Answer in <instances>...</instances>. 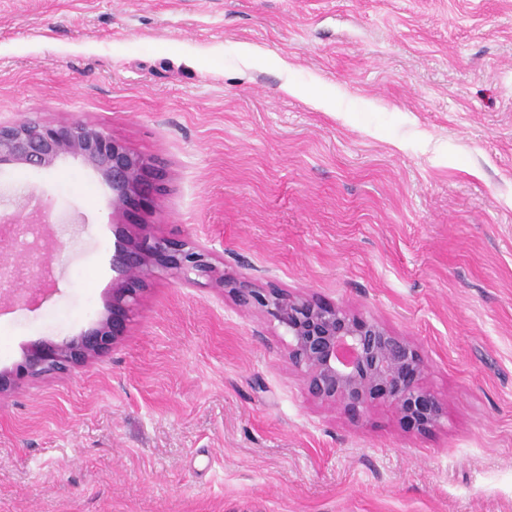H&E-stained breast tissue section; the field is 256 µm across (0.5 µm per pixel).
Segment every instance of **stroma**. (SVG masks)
I'll return each instance as SVG.
<instances>
[{"label": "stroma", "mask_w": 512, "mask_h": 512, "mask_svg": "<svg viewBox=\"0 0 512 512\" xmlns=\"http://www.w3.org/2000/svg\"><path fill=\"white\" fill-rule=\"evenodd\" d=\"M85 121L164 173L0 167L53 291L0 370L91 328L117 223L410 337L426 433L313 398L227 290L150 279L112 348L0 394V512H512V0H0V122Z\"/></svg>", "instance_id": "obj_1"}]
</instances>
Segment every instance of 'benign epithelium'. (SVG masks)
<instances>
[{
  "label": "benign epithelium",
  "mask_w": 512,
  "mask_h": 512,
  "mask_svg": "<svg viewBox=\"0 0 512 512\" xmlns=\"http://www.w3.org/2000/svg\"><path fill=\"white\" fill-rule=\"evenodd\" d=\"M79 160L97 172L112 193V220L127 206L161 191L162 174L152 160L130 150L105 129L83 121L47 124L19 121L0 124V165L52 169ZM112 243V295L96 324L60 343L33 344L20 362L0 370V393L28 379L64 373L106 352L118 339V318L132 313L146 282L170 273L185 285L204 278L229 290L239 306L259 308L288 336V361L301 372L316 399L339 404L358 416L380 400L393 403L417 429L436 427L444 409L419 383L420 358L414 342L375 319L355 316L277 289L254 288L228 278L202 246L174 242L140 229L118 225ZM37 250L16 248L13 237H0V301L33 306L50 281L38 288L24 284L21 271L37 264Z\"/></svg>",
  "instance_id": "1"
}]
</instances>
